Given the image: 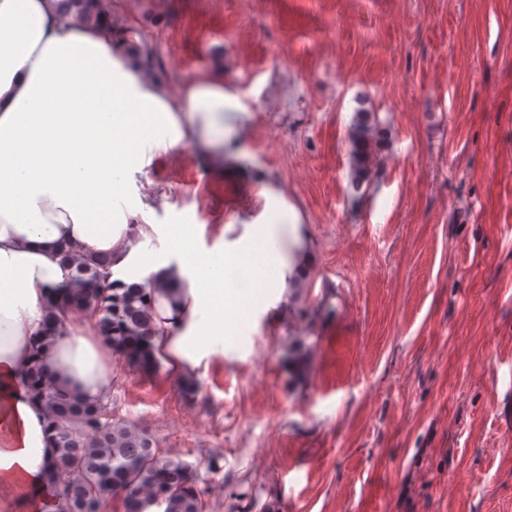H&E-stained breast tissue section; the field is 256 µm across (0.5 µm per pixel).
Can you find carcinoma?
Listing matches in <instances>:
<instances>
[{"instance_id":"cac0c4a2","label":"carcinoma","mask_w":512,"mask_h":512,"mask_svg":"<svg viewBox=\"0 0 512 512\" xmlns=\"http://www.w3.org/2000/svg\"><path fill=\"white\" fill-rule=\"evenodd\" d=\"M141 63L158 65L146 41L135 43ZM384 146L382 128L372 112H355L349 136V177L358 190L371 183ZM70 281L46 301L43 330L31 344L22 381L29 398L42 406L46 430L56 454L48 479L55 486L56 512H105L122 498L124 512H210L204 480L190 463L161 451L155 436L112 415L103 398H88L60 389L46 373L45 353L67 330L75 310L96 315L99 336L112 356L145 373L161 368L155 344L157 294L178 288L172 282L150 291L134 284H104L106 261L73 257Z\"/></svg>"}]
</instances>
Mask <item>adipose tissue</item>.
Listing matches in <instances>:
<instances>
[{
    "mask_svg": "<svg viewBox=\"0 0 512 512\" xmlns=\"http://www.w3.org/2000/svg\"><path fill=\"white\" fill-rule=\"evenodd\" d=\"M0 512H52L46 482L54 456L45 411L22 383L29 341L44 319L53 290L69 281L68 256L109 263L108 282L180 284L174 298L156 303L159 355L172 375L195 376L209 354L224 348V277L215 252L199 247L207 227L177 228L169 236L174 261L146 263L138 243L152 224H133L114 211L112 123L129 130L124 164L142 159L147 135L168 151L198 131L232 133L241 107L225 91L222 73L185 83L171 93L143 71L129 41L107 24L77 22L62 0H0ZM83 134L91 169L70 164L68 128ZM280 251L276 267L255 275L279 289L286 276L305 275L310 257L300 235ZM57 337L45 366L61 388L88 397L112 389V351L94 317Z\"/></svg>",
    "mask_w": 512,
    "mask_h": 512,
    "instance_id": "obj_1",
    "label": "adipose tissue"
}]
</instances>
